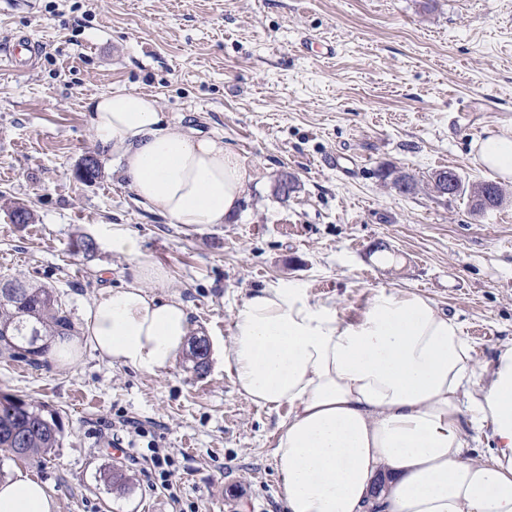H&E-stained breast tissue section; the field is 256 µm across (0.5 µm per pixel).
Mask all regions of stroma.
Instances as JSON below:
<instances>
[{"label":"stroma","instance_id":"1","mask_svg":"<svg viewBox=\"0 0 512 512\" xmlns=\"http://www.w3.org/2000/svg\"><path fill=\"white\" fill-rule=\"evenodd\" d=\"M23 36L41 43L33 63L0 70V277L55 288L82 327L92 301L126 281L131 261L111 241L131 232L169 268L166 291L210 353L202 374L184 354L147 374L88 346L65 365L0 359V392L62 428L46 458L0 452V481L28 473L57 512H284L271 451L289 408L252 403L224 363L235 313L258 288L301 284L347 323L380 291L418 293L456 317L480 367L512 339V181L499 208L478 212L467 196L404 195L380 176L498 180L474 144L512 129V0H0V48ZM306 42L336 53L307 54ZM116 87L152 94L174 127L254 163L237 214L194 229L137 201L94 140L90 104ZM330 153L352 161L351 176L321 167ZM89 156L99 175L83 181ZM17 202L29 223H12ZM87 237L95 251L74 253ZM121 416L157 423L179 501L148 478L146 441L112 453Z\"/></svg>","mask_w":512,"mask_h":512}]
</instances>
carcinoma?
I'll return each instance as SVG.
<instances>
[{"mask_svg": "<svg viewBox=\"0 0 512 512\" xmlns=\"http://www.w3.org/2000/svg\"><path fill=\"white\" fill-rule=\"evenodd\" d=\"M478 212L495 209L504 200L503 189L493 181L467 188ZM73 329L65 303L51 288L34 281L10 278L0 287V355L37 367L46 353L41 340L69 336ZM207 340L190 341L189 359L200 373L207 367ZM60 425L51 412L8 393H0V450L21 458H41L59 447Z\"/></svg>", "mask_w": 512, "mask_h": 512, "instance_id": "carcinoma-1", "label": "carcinoma"}]
</instances>
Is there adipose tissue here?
<instances>
[{"label":"adipose tissue","mask_w":512,"mask_h":512,"mask_svg":"<svg viewBox=\"0 0 512 512\" xmlns=\"http://www.w3.org/2000/svg\"><path fill=\"white\" fill-rule=\"evenodd\" d=\"M94 135L117 156L138 200L172 223H224L243 203L253 166L218 136L175 128L152 96L117 87L92 101ZM476 146L512 179V131ZM130 280L89 306L83 336L53 355L77 360L90 343L110 363L155 373L172 366L190 332L184 301L165 294L170 271L142 259L138 238L112 235ZM224 361L251 402L291 413L272 457L284 512H512V343L478 367L455 318L428 297L378 292L356 323L296 283L245 297ZM487 431L490 452L468 458L464 424ZM0 512H56L23 472L0 483Z\"/></svg>","instance_id":"1"}]
</instances>
